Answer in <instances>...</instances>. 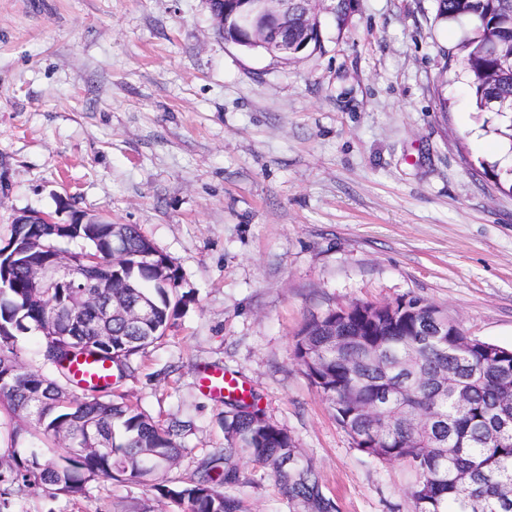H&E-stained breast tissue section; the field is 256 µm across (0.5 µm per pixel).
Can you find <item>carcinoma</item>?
<instances>
[{"instance_id": "obj_1", "label": "carcinoma", "mask_w": 512, "mask_h": 512, "mask_svg": "<svg viewBox=\"0 0 512 512\" xmlns=\"http://www.w3.org/2000/svg\"><path fill=\"white\" fill-rule=\"evenodd\" d=\"M440 19L466 18L474 35L458 44L471 96L479 112L502 118L497 134L512 142V0H436ZM35 238L40 248L0 272V403L34 424L33 443L16 431L0 452V512H12L10 487L48 488L78 501L92 480L144 479L176 464L190 422L157 424L140 406L112 389V377L135 372L134 362L161 341L191 299L177 292L180 275L137 224H84L69 238L46 224L12 225V236ZM68 252L69 276L99 278L120 259L127 278L112 289V336L94 331L74 345L69 336H42L37 367H24L14 350L17 336L69 310L57 288H46L41 306L28 302V270ZM145 306L150 318L131 324L127 308ZM387 322L375 336L370 317ZM440 307L419 297L374 308L356 302L310 319L296 336L294 357L333 411L337 424L365 455L400 461L414 474L409 494L414 512H512V429L491 434L504 408L512 409V348L465 336L448 321L438 335ZM80 358L106 368L104 384L82 382L71 366ZM470 389L469 404L456 405L453 384ZM83 390L70 393V386ZM225 443L197 463L186 481L155 484L158 495L182 512H248L229 490L241 484L239 457L272 472L278 494L300 512H339L325 496L312 465L288 431L255 402L224 400ZM63 446L45 457L41 447Z\"/></svg>"}]
</instances>
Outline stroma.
Returning a JSON list of instances; mask_svg holds the SVG:
<instances>
[{"instance_id": "35a3bbf8", "label": "stroma", "mask_w": 512, "mask_h": 512, "mask_svg": "<svg viewBox=\"0 0 512 512\" xmlns=\"http://www.w3.org/2000/svg\"><path fill=\"white\" fill-rule=\"evenodd\" d=\"M467 20L436 0H350L320 50L284 65L225 42L205 0H0V241L64 203L140 225L191 302L120 382L160 424H193L191 475L224 445L239 377L340 512H413L402 463L367 457L294 357L312 316L418 296L512 347V174L477 170L499 124L459 58ZM250 512H297L239 462ZM153 484L89 482L79 501L14 493L15 512H173Z\"/></svg>"}]
</instances>
